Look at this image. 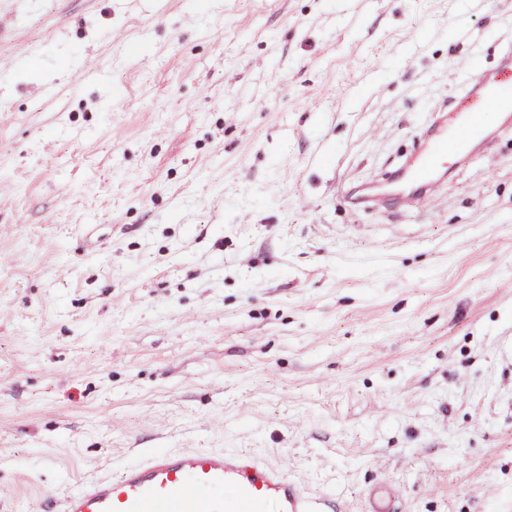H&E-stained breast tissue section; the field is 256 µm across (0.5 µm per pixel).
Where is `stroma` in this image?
<instances>
[{
    "mask_svg": "<svg viewBox=\"0 0 512 512\" xmlns=\"http://www.w3.org/2000/svg\"><path fill=\"white\" fill-rule=\"evenodd\" d=\"M466 54L512 0H0V512L157 448L512 512V119L364 203Z\"/></svg>",
    "mask_w": 512,
    "mask_h": 512,
    "instance_id": "35a3bbf8",
    "label": "stroma"
}]
</instances>
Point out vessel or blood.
I'll use <instances>...</instances> for the list:
<instances>
[{"label":"vessel or blood","mask_w":512,"mask_h":512,"mask_svg":"<svg viewBox=\"0 0 512 512\" xmlns=\"http://www.w3.org/2000/svg\"><path fill=\"white\" fill-rule=\"evenodd\" d=\"M479 87L456 102L451 124L438 126L408 169L411 187H431L449 157L467 155L483 141L485 110L512 112V60L482 79L477 56L459 61ZM332 497L306 491L276 466L242 452L155 451L115 478L81 484L63 499L62 512H335Z\"/></svg>","instance_id":"1"}]
</instances>
